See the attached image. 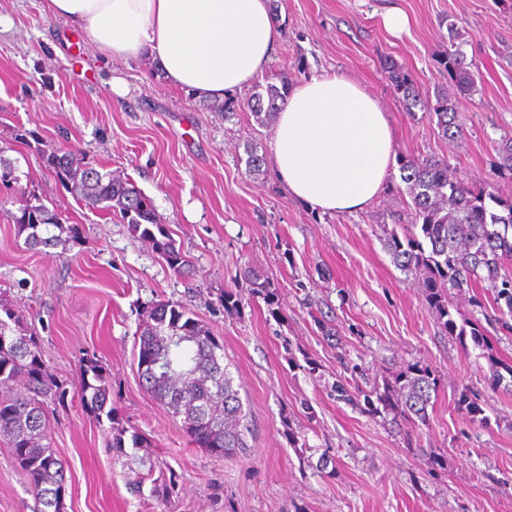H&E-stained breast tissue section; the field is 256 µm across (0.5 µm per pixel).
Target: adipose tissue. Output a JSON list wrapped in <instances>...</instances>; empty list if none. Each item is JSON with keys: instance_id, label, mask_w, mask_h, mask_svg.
<instances>
[{"instance_id": "1", "label": "adipose tissue", "mask_w": 512, "mask_h": 512, "mask_svg": "<svg viewBox=\"0 0 512 512\" xmlns=\"http://www.w3.org/2000/svg\"><path fill=\"white\" fill-rule=\"evenodd\" d=\"M113 63L151 58L165 81L223 101L263 74L282 40L270 0H47ZM274 171L292 200L354 212L383 190L395 152L377 99L328 74L291 85L273 129Z\"/></svg>"}]
</instances>
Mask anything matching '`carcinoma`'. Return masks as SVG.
Instances as JSON below:
<instances>
[{
    "label": "carcinoma",
    "instance_id": "1",
    "mask_svg": "<svg viewBox=\"0 0 512 512\" xmlns=\"http://www.w3.org/2000/svg\"><path fill=\"white\" fill-rule=\"evenodd\" d=\"M440 65L459 93L473 91L476 75L461 50L448 51ZM386 69L394 94L418 105L413 76L393 65ZM287 94L285 80L279 86H267L264 95L254 94L247 106L258 117H272ZM435 115L445 137L460 132L459 113L448 102L441 103ZM42 157L57 180L79 194L85 207L119 214L169 268L178 274L187 271L188 259L159 224L152 202L132 183L86 168L84 158L72 152L51 148L42 151ZM401 169L412 199L411 224L420 236L411 233L403 241L394 234L388 238L395 266L421 279L426 299L448 334L463 336L468 325L471 336L482 335L478 322L465 318L460 327L448 309V294L468 292L479 282L491 288L495 321L511 334L512 274L504 264L512 258V201L466 185L444 160L410 158ZM489 200L500 211L490 210ZM11 219L31 249L55 248L66 243L63 234L70 239L77 235V227L63 224L61 215L34 192H22V204ZM0 311L5 314L0 318V435L8 439L16 462L28 476L37 512H64L65 468L42 440L48 401L64 400L66 391L43 362L35 337L23 333L9 309L0 305ZM138 360L145 365L140 374L143 387L181 421L192 445L217 456L244 447L246 414L224 367V346L200 320L170 302L153 305L140 324ZM335 391L339 400L363 399L366 412L389 415L392 424L402 427L426 421L438 378L431 368L415 364L381 388H358L352 393L340 382ZM109 393L110 383L98 361L83 359L80 404L96 422L105 417L113 424L112 449L122 457L127 455V430L116 425L114 409L107 407ZM458 407L473 420L483 412L478 398L468 390L460 394Z\"/></svg>",
    "mask_w": 512,
    "mask_h": 512
}]
</instances>
